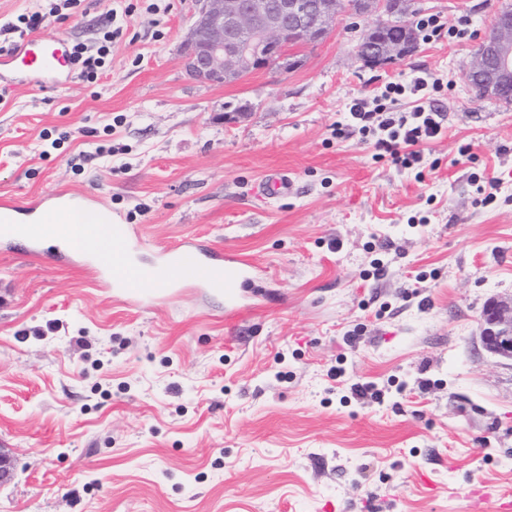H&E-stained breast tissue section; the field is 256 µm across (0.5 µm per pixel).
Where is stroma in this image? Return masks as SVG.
<instances>
[{
	"label": "stroma",
	"instance_id": "obj_1",
	"mask_svg": "<svg viewBox=\"0 0 512 512\" xmlns=\"http://www.w3.org/2000/svg\"><path fill=\"white\" fill-rule=\"evenodd\" d=\"M115 5L42 33L95 44ZM195 9L137 0L96 83L11 86L0 200L85 194L146 264L191 240L248 257L255 311L225 325L188 278L144 307L87 261L0 241V512H494L477 492L512 495V362L478 320L512 299V101L463 69L512 0H411L407 21L466 15L474 36L381 67L356 57L374 16L347 17L290 48L293 68L223 85L186 72ZM416 77L442 82L447 115L423 174L333 135L355 100ZM273 170L293 190L258 198ZM486 176L501 186L482 206Z\"/></svg>",
	"mask_w": 512,
	"mask_h": 512
}]
</instances>
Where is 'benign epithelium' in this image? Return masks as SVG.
Listing matches in <instances>:
<instances>
[{
    "label": "benign epithelium",
    "instance_id": "obj_1",
    "mask_svg": "<svg viewBox=\"0 0 512 512\" xmlns=\"http://www.w3.org/2000/svg\"><path fill=\"white\" fill-rule=\"evenodd\" d=\"M404 0H198V9L183 42L188 74L205 83L234 82L261 69L295 45L321 39L338 18L368 12L382 16L376 28L395 26ZM405 40L384 39L364 59L388 64L405 55ZM463 75L480 97L512 100V11L501 12L492 34L480 44ZM483 349L512 361V301L492 302L478 323Z\"/></svg>",
    "mask_w": 512,
    "mask_h": 512
}]
</instances>
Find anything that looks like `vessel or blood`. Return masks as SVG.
I'll use <instances>...</instances> for the list:
<instances>
[{
	"label": "vessel or blood",
	"mask_w": 512,
	"mask_h": 512,
	"mask_svg": "<svg viewBox=\"0 0 512 512\" xmlns=\"http://www.w3.org/2000/svg\"><path fill=\"white\" fill-rule=\"evenodd\" d=\"M71 47L67 39L30 34L17 48L0 54V78L13 74L16 81H26L27 69H34L42 80H55L72 71ZM287 173L279 171L260 184L259 191L268 197H278L292 189ZM77 199L64 192H54L31 202L27 210L0 202V239L24 243L28 250L38 251L41 228L46 224L60 225V245L44 253L46 262L56 265L61 261L87 254H95V265L101 282L117 295L137 297L143 294L145 284H154L155 295H162L173 280L185 276L210 288L224 299V310L233 315L239 312L238 287L245 279L249 260L222 253L198 242H186L170 250L164 264L146 269L140 266L130 244L129 225L108 220L106 224L80 221L72 212Z\"/></svg>",
	"instance_id": "vessel-or-blood-1"
}]
</instances>
